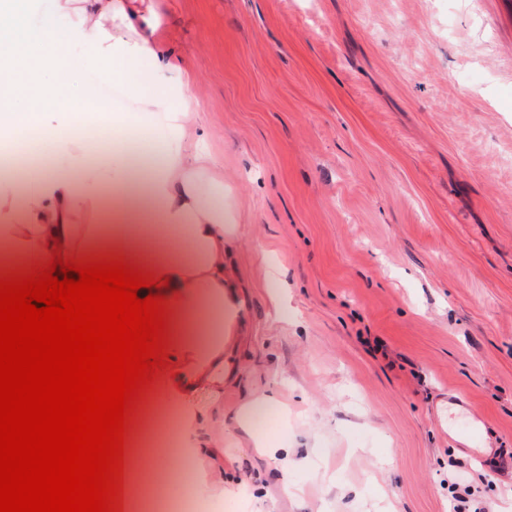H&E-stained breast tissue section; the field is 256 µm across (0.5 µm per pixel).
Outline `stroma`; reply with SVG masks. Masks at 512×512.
Masks as SVG:
<instances>
[{
    "label": "stroma",
    "mask_w": 512,
    "mask_h": 512,
    "mask_svg": "<svg viewBox=\"0 0 512 512\" xmlns=\"http://www.w3.org/2000/svg\"><path fill=\"white\" fill-rule=\"evenodd\" d=\"M224 165L247 320L228 512H512V0H150ZM288 271V318L268 260ZM495 467L448 437L449 394ZM267 400V397L250 400L240 407L231 420V429L250 442L252 448H266L265 443L257 439L252 432L251 415L259 409H252L254 406H260Z\"/></svg>",
    "instance_id": "obj_1"
}]
</instances>
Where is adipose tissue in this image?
<instances>
[{
  "label": "adipose tissue",
  "instance_id": "1",
  "mask_svg": "<svg viewBox=\"0 0 512 512\" xmlns=\"http://www.w3.org/2000/svg\"><path fill=\"white\" fill-rule=\"evenodd\" d=\"M85 67L117 86L133 83L146 108L112 115V177L89 166L71 126L80 94L65 78L70 46ZM193 82L164 39L146 0H56L29 22L22 0H0V145L42 140L41 115L58 114L51 134L63 166L30 178L24 192L0 180V242L16 264L52 254L113 258L161 281L168 313V361L147 397L164 394L175 411L180 460L199 464L197 491L224 488L225 428L252 447L251 404L224 418V363L244 325L245 302L230 255L240 227L226 221L224 166L207 150ZM153 156L136 177L128 147Z\"/></svg>",
  "mask_w": 512,
  "mask_h": 512
}]
</instances>
